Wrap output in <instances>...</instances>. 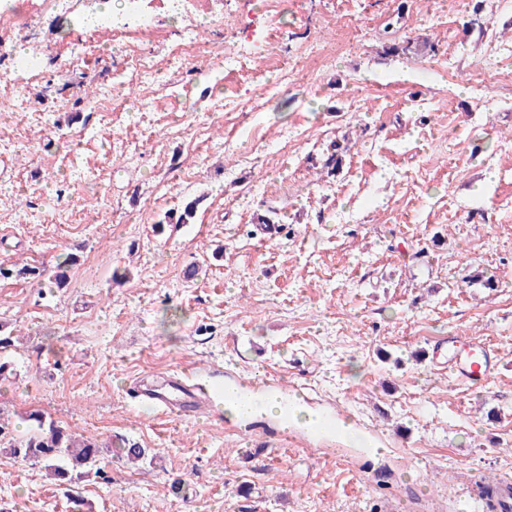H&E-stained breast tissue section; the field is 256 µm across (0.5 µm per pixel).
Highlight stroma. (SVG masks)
I'll list each match as a JSON object with an SVG mask.
<instances>
[{
	"mask_svg": "<svg viewBox=\"0 0 512 512\" xmlns=\"http://www.w3.org/2000/svg\"><path fill=\"white\" fill-rule=\"evenodd\" d=\"M224 0L192 31L85 37L54 0L0 64V422L44 413L98 441L66 485L0 450L13 512H469L512 477V0ZM199 56L134 84L131 55ZM410 35L405 53L385 47ZM28 86L19 100L16 86ZM340 145L339 175L322 173ZM201 197L189 224L154 225ZM281 226L265 239L257 214ZM64 287L48 276L69 254ZM449 336L503 366L473 389L431 363ZM196 368L284 380L378 451L277 421L167 418L128 395ZM148 451L134 465L115 442ZM342 448V458L329 453ZM178 491H171V483Z\"/></svg>",
	"mask_w": 512,
	"mask_h": 512,
	"instance_id": "obj_1",
	"label": "stroma"
}]
</instances>
